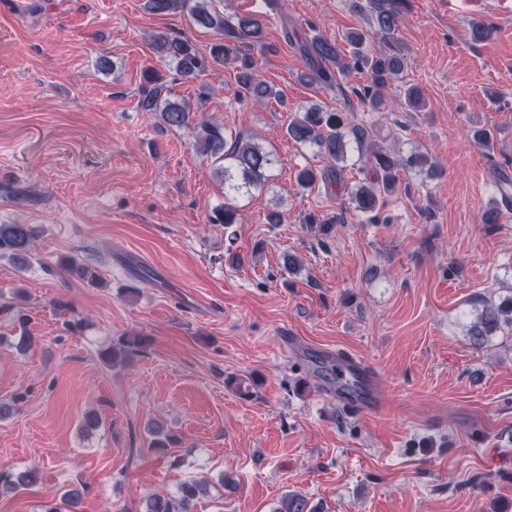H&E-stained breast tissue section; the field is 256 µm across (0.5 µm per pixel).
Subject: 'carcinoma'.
I'll use <instances>...</instances> for the list:
<instances>
[{
	"instance_id": "obj_1",
	"label": "carcinoma",
	"mask_w": 512,
	"mask_h": 512,
	"mask_svg": "<svg viewBox=\"0 0 512 512\" xmlns=\"http://www.w3.org/2000/svg\"><path fill=\"white\" fill-rule=\"evenodd\" d=\"M269 11L257 15H241L232 20L224 19V14L209 6V0H146V9L157 15L185 11L194 24L217 34V41L210 47L209 57H204L188 40L162 35L155 41L157 52L168 59L184 77L194 78L205 71L210 63H236L238 80L246 95L258 104L274 97L273 91L258 74V61L247 52L255 46H265L271 12L277 10L278 0H266ZM407 0H371L370 17L374 24V35L383 44L375 50L368 44L369 33L363 30L352 31L347 36L349 54H344L336 43L320 36H313L301 42V50L309 62V78L324 88L341 87L338 76L352 71L365 70L370 75L369 84L353 89L355 95L371 111L378 112L384 105L386 89L397 80L406 67V59L395 51L391 38L397 29ZM153 74L146 75V85L142 89L141 108L146 112L158 113L160 119L173 129L188 128L193 121L192 112L186 102H172L161 98V87L155 84ZM353 133L359 159L365 160L372 177L357 186L352 193L354 209L375 220L378 212L386 204L389 195L397 184L401 170L409 167H422L428 158L414 154L400 158L387 147L368 141L367 131L353 124L351 113L327 111L319 106L305 108L288 125V138L303 144L317 147L319 152L333 162L347 159L348 133ZM198 149L205 155L218 160H228L240 176L244 185L258 187L265 184L267 171L273 164V153L254 143L251 139L236 136L227 140L224 127L215 124H201L196 136ZM341 169L329 167L321 172L303 167L297 173V183L308 188L320 178L332 182L340 177ZM238 221L236 207L226 204L215 209L210 217L212 224L226 226ZM36 229L31 224H0V257L11 260L19 269L31 265V252L34 249ZM60 264L81 279L94 282L96 271L89 265L73 258L62 259ZM512 331V294L499 302L484 300L477 311L475 320L470 323L467 333L471 343L484 347L493 336L505 330ZM144 346L140 336H125L112 349L101 352L108 363L125 361L136 355ZM37 472L27 470L14 474L12 470L0 471V491H16L37 484ZM210 493V482L205 479H188L182 482L177 495L156 493L145 503V512H194L195 502ZM83 491L72 488L63 492L59 502L48 506L44 512H76ZM275 512H317L309 506V500L302 494L292 492L285 495Z\"/></svg>"
}]
</instances>
